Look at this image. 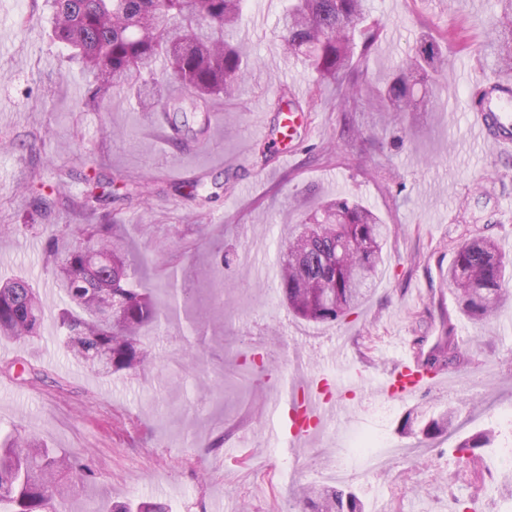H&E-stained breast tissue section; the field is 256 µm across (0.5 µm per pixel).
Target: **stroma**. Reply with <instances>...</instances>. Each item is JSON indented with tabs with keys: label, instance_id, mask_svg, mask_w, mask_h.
I'll return each instance as SVG.
<instances>
[{
	"label": "stroma",
	"instance_id": "35a3bbf8",
	"mask_svg": "<svg viewBox=\"0 0 512 512\" xmlns=\"http://www.w3.org/2000/svg\"><path fill=\"white\" fill-rule=\"evenodd\" d=\"M284 5L248 0L237 37L255 65L234 95L212 102L210 130L196 151L164 146L152 115L120 93L86 111L85 81L50 40L43 0H0V280L25 278L46 308L37 338L0 340V427L92 460L93 479L61 512L127 500L171 512H306L303 488L351 456L359 432L386 440L376 468L337 481L353 488L364 512H451L454 498L475 492L454 478L456 447L483 431L493 439L477 451L482 470L512 471V459L496 456L512 443V305L492 319L468 320L443 280L465 238L494 236L512 255V153L475 138L468 112L489 83L481 50L494 36L497 0H368L366 21L378 38L343 106L335 84L284 55L274 34ZM432 42L447 50V70L428 81L416 111L387 112L376 89ZM284 85L303 88L310 124L286 165L264 144L278 136L274 103ZM257 113L264 126L254 122ZM98 175L111 177L116 194L128 179L155 184L148 197L113 203L112 221L146 265L143 287L166 301L175 270L190 291L166 329L145 337L151 364L109 377L60 347L56 316L66 301L44 252L47 225L97 223L66 201L82 198ZM186 180L196 181L198 194L217 183L224 193L196 207L178 189ZM36 183L58 189L62 203L35 210ZM337 198L362 202L391 233L368 298L341 323L314 325L289 316L280 300L278 250ZM446 312L465 363L447 369L443 388L404 401L374 395L371 380L399 355L396 337L429 349ZM260 337L263 366H245ZM340 357L355 371L346 383L332 378ZM25 365L38 377L22 374ZM295 376L330 379L344 412L303 446L277 449L272 432L286 420L269 402ZM386 404L392 411L380 416ZM422 409L454 416L453 428L423 447L418 431L403 426ZM241 436L249 457L229 464L214 442ZM288 461L299 471L294 490ZM478 495L477 512H501L508 492Z\"/></svg>",
	"mask_w": 512,
	"mask_h": 512
}]
</instances>
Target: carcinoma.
I'll list each match as a JSON object with an SVG mask.
<instances>
[{
    "label": "carcinoma",
    "mask_w": 512,
    "mask_h": 512,
    "mask_svg": "<svg viewBox=\"0 0 512 512\" xmlns=\"http://www.w3.org/2000/svg\"><path fill=\"white\" fill-rule=\"evenodd\" d=\"M281 16L277 37L288 55L301 59L321 79L348 87L357 82L353 65L356 35L363 37L367 55L377 32L360 28L366 20L367 0H290ZM498 35L491 43L492 83L512 92V0H497ZM247 0H51L52 38L67 58L81 65L89 87L84 105L99 108L113 89H134L144 112L167 114L176 140L199 139L210 129L211 97L232 95L248 67L242 47L224 40V30L242 22ZM178 91L161 100L150 87L158 63ZM445 65L441 51L428 44L419 51L416 67L401 71L387 87L385 107L401 112L412 103L416 86L428 71ZM112 178L96 179L95 189L74 203L79 214H95L112 198ZM101 193H96V190ZM149 180L126 184L123 199L148 193ZM341 217L340 225L313 218L286 239L279 264L277 288L288 312L316 324H336L358 308L371 291L382 263L383 242L390 228L358 201L338 199L324 216ZM100 224H77L63 230L51 226L47 249L56 286L73 305L58 316L61 340L71 357L91 371L110 376L136 373L151 355L142 335L160 329L171 307L163 306L146 288L136 286L145 268L135 262L129 246L116 242L109 214ZM507 258L489 237L458 243L445 282L455 294L460 313L474 320L488 319L512 301L506 281ZM103 283L121 304L119 314L106 319L99 311L96 289ZM44 309L36 289L24 279L0 289V338L30 340L39 336ZM465 362L451 316L443 318L442 335L420 359L422 371L440 372ZM453 415L443 411L425 421L424 438L434 439L452 426ZM71 473L84 485L93 474L87 461L57 455L35 436L0 437V503L10 512H58L70 487L57 475ZM312 512H363L361 499L346 489L304 493ZM108 512H166L157 503L137 510L114 503Z\"/></svg>",
    "instance_id": "1"
}]
</instances>
